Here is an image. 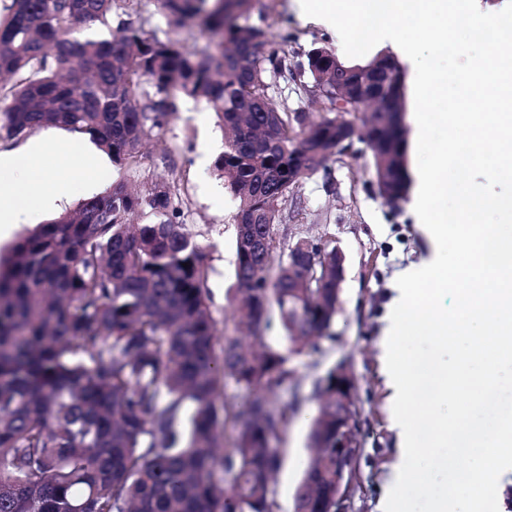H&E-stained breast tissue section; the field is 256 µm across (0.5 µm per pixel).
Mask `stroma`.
Instances as JSON below:
<instances>
[{
	"label": "stroma",
	"instance_id": "obj_1",
	"mask_svg": "<svg viewBox=\"0 0 512 512\" xmlns=\"http://www.w3.org/2000/svg\"><path fill=\"white\" fill-rule=\"evenodd\" d=\"M252 20H263L272 46L285 48L303 60L312 43L341 52L335 29L304 19L300 0H252ZM143 29L147 35L172 41L190 52L203 46L205 31L178 27L161 13H153ZM173 113L166 127L153 133L140 152L138 166L113 165L112 182L142 188L168 181L178 174L179 223L188 225L204 246L208 267L209 305L222 336L242 335L234 311L235 202L215 170L224 150V130L211 107L201 100L172 95ZM352 157L329 163L327 171L305 178L295 191L301 211L285 203L293 214L294 232L338 246L345 256L340 307L330 327L331 339L320 349L291 346L280 324L265 332L266 345L290 353L293 372L287 387L273 400L287 408L290 421L280 437L284 463L277 475L278 512H293V497L308 462V434L319 412L313 395L317 379L343 366L355 382L356 428L362 451L356 468L349 512H377L392 466L398 461V439L389 427V405L378 361V342L383 334L389 303L394 297L397 274L426 256L428 244L417 229L412 198L398 207L378 196L374 169L364 143L354 142ZM176 171H169L168 162ZM332 187H325V179Z\"/></svg>",
	"mask_w": 512,
	"mask_h": 512
}]
</instances>
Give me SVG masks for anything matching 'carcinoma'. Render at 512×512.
Segmentation results:
<instances>
[{"mask_svg": "<svg viewBox=\"0 0 512 512\" xmlns=\"http://www.w3.org/2000/svg\"><path fill=\"white\" fill-rule=\"evenodd\" d=\"M252 0H153L175 24L220 34L192 53L147 36L127 17L142 0H12L0 21V132L44 126L86 134L132 167L171 115L170 94L202 99L228 131L215 168L235 200L236 266L246 324L273 316L289 339L329 338L336 293L294 288L281 247V204L336 149L335 118L280 106L291 80L337 111L336 83L372 92L393 112L403 97L385 72L364 85L325 46L307 66L266 49L248 23ZM118 19L103 41L72 33ZM382 186L400 177L405 140L375 129ZM178 181L119 187L81 202L0 249V512H277L279 437L288 409L266 393L292 377L288 354L217 336L205 251L175 220ZM138 215L146 222L129 223ZM251 393L239 410L224 382ZM239 426L224 447V429Z\"/></svg>", "mask_w": 512, "mask_h": 512, "instance_id": "cac0c4a2", "label": "carcinoma"}]
</instances>
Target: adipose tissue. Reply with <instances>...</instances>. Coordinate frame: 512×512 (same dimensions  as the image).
<instances>
[{"label":"adipose tissue","mask_w":512,"mask_h":512,"mask_svg":"<svg viewBox=\"0 0 512 512\" xmlns=\"http://www.w3.org/2000/svg\"><path fill=\"white\" fill-rule=\"evenodd\" d=\"M64 166L81 170L89 186H96L104 167L102 159L92 152H74L71 144L57 140L54 145ZM45 140L29 141L20 152H0V227L30 223L33 211L57 212L72 190L68 182L52 181L39 187L34 182L41 173L48 147Z\"/></svg>","instance_id":"adipose-tissue-1"}]
</instances>
